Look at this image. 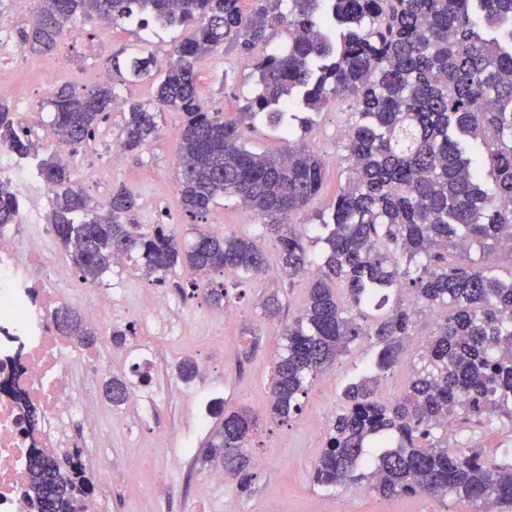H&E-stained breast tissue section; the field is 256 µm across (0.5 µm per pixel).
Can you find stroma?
<instances>
[{"label": "stroma", "mask_w": 512, "mask_h": 512, "mask_svg": "<svg viewBox=\"0 0 512 512\" xmlns=\"http://www.w3.org/2000/svg\"><path fill=\"white\" fill-rule=\"evenodd\" d=\"M100 34L97 20H76L74 33L47 55L48 60L60 63L59 82L79 89L92 86V79L77 72L76 64L88 59L94 66L107 68L113 53L134 51L146 35L154 43L158 65H165L185 32L154 24L145 30L116 25L106 52L95 57L91 50ZM197 86L206 111L221 112L233 119L252 97L256 76L249 61L235 52L220 51L202 64ZM352 119V108L344 100L312 115L304 107H296L289 122L296 127V138L304 140L323 158L325 182L319 196L306 208L285 215L284 223L311 229L319 224L321 213L328 211L337 189L349 177L344 135ZM157 121L159 133L148 146L112 157L107 142L120 137L124 116L110 113L95 140L74 150L77 162L71 167L73 182L96 201L108 199L113 188L120 185L129 189L137 202L146 197L155 199L154 211L134 207L131 221L142 228L167 225L183 246L193 243L196 229L220 228L228 235L261 236L268 260H275L277 246L263 237L261 217L244 208L236 197H218L210 212L200 217L184 213L179 193L178 132L185 117L165 109L159 112ZM95 162L101 164L103 174L92 181L86 166ZM197 280L195 272L182 265L168 277L166 290L177 303L174 316L184 322L185 331L176 351L164 346L158 350L150 383L151 389L161 394L157 403L131 409L113 406L103 399L98 402L101 432L106 441L101 451V468L110 480L109 512H157L155 491L162 485L167 488L164 512H196L201 500L207 502L210 512H474L471 504L454 497L444 501L422 495L385 499L365 484L345 491L325 489L314 483V463L324 448L331 418L342 405L341 390L360 376L370 355L363 343L353 345L332 367L317 374L300 415L285 422L267 418L261 421L247 448L253 459L248 493H240L228 483L212 485V467L198 457L212 430L197 429L195 418L216 398L228 408L265 407L283 331L304 308L311 278L306 275L286 281L270 276L240 280L224 276L234 311L229 319L223 310L210 306L202 294L193 293L192 285ZM274 292L278 293L282 307L279 316L269 320L259 302ZM446 314L442 308L419 317L401 361L380 379L379 394L384 400L400 397L417 348L426 341L436 321ZM250 336L261 337L262 344L247 359L243 347ZM184 359L206 363L208 370L192 382L182 383L179 389L169 390L168 384L177 378V366ZM169 433L190 440V457L173 461L170 446L164 440ZM465 435L471 445L482 448L486 454L501 461L512 459V427L470 424ZM132 451L142 459V468L133 481L128 479L123 465L125 456Z\"/></svg>", "instance_id": "35a3bbf8"}]
</instances>
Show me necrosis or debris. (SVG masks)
<instances>
[{"label": "necrosis or debris", "mask_w": 512, "mask_h": 512, "mask_svg": "<svg viewBox=\"0 0 512 512\" xmlns=\"http://www.w3.org/2000/svg\"><path fill=\"white\" fill-rule=\"evenodd\" d=\"M31 4L0 0V78L14 70L39 93L53 84L56 72L48 63L31 61L14 35ZM0 179L32 190L17 222L0 227V512H29L24 491L31 449L68 453L71 419L80 414L89 424L97 422L89 408L99 361L60 335L51 318L54 308L76 305L103 327L119 317L138 324L153 342L169 345L181 339L182 327L172 316L174 301L164 294L135 305L123 288L72 285L42 222L48 189L30 159L1 148Z\"/></svg>", "instance_id": "1"}]
</instances>
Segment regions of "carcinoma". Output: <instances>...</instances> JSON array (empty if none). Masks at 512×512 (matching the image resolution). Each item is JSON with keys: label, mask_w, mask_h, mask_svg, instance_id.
I'll list each match as a JSON object with an SVG mask.
<instances>
[{"label": "carcinoma", "mask_w": 512, "mask_h": 512, "mask_svg": "<svg viewBox=\"0 0 512 512\" xmlns=\"http://www.w3.org/2000/svg\"><path fill=\"white\" fill-rule=\"evenodd\" d=\"M241 0H35L33 21L20 32L31 53L49 52L70 36L78 18L131 19L167 27L190 26L165 66L139 53L112 56L111 79L77 92L61 85L48 99L50 127L70 146L96 135L112 111L115 83L153 81L150 101L124 100L122 146L135 151L159 130L157 112L186 116L179 131L180 202L185 213H207L219 196H235L270 219L265 232L277 243L278 272L292 279L308 271L315 238L326 259L299 317L283 332L265 414L286 421L302 412L308 385L351 345L376 347L373 363L343 392L314 482L353 489L366 479L382 497L449 496L477 512H512V466L496 463L461 440L448 446L446 421L512 426V280L492 274L486 258L512 246V0H256L245 14ZM286 44L267 49L275 27ZM236 47L257 76L256 92L242 114L263 112L281 123L294 102L319 112L337 99L355 100L346 133L350 176L330 205L325 233H298L277 216L307 207L320 194L322 158L282 128L284 149H247L239 124L202 111L196 73L213 52ZM32 156L36 146L0 99V147ZM53 193L48 215L60 243L84 282L97 284L112 255L136 253L145 273L165 282L180 264L196 271L206 300L229 301L216 271L254 276L266 271L255 240L197 230L182 249L162 224L148 231L126 223L135 201L126 187L103 203L92 201L51 157L37 163ZM489 174L486 184L483 174ZM19 199L0 180V225L15 223ZM343 283V307L329 282ZM394 305L370 320L366 309ZM448 307L416 353L400 398L378 396L379 379L400 361L421 309ZM62 335L91 349L98 337L71 308L55 310ZM129 384L104 380L114 405L125 403ZM216 432L202 450L221 461L224 474L248 490L249 445L258 416L247 408L214 412ZM236 454L228 458L225 449ZM26 496L36 512H82L93 492L79 452L64 462L36 451L28 458Z\"/></svg>", "instance_id": "obj_1"}]
</instances>
